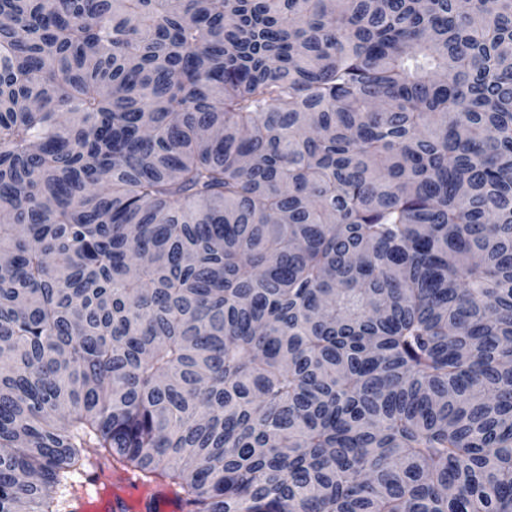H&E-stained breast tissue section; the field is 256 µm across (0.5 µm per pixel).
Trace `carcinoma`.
<instances>
[{"label": "carcinoma", "instance_id": "carcinoma-1", "mask_svg": "<svg viewBox=\"0 0 512 512\" xmlns=\"http://www.w3.org/2000/svg\"><path fill=\"white\" fill-rule=\"evenodd\" d=\"M0 512H512V0H0ZM143 495L132 500L124 492L114 488L112 494L99 489V483L93 484L90 492L78 503V512H180L181 509L173 500V495L163 490ZM96 496L93 503L89 499Z\"/></svg>", "mask_w": 512, "mask_h": 512}]
</instances>
